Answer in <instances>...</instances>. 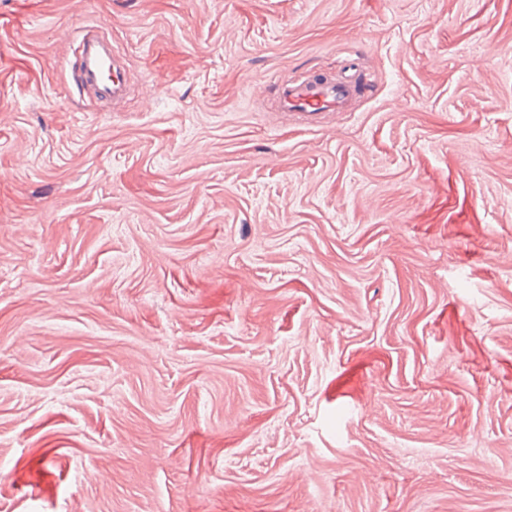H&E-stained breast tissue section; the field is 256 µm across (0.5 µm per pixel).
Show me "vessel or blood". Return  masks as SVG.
Masks as SVG:
<instances>
[{
    "label": "vessel or blood",
    "instance_id": "vessel-or-blood-1",
    "mask_svg": "<svg viewBox=\"0 0 512 512\" xmlns=\"http://www.w3.org/2000/svg\"><path fill=\"white\" fill-rule=\"evenodd\" d=\"M79 69L76 79L88 94L103 103H120L129 93L127 71L118 65L111 44L97 30H83L77 39ZM364 92L358 76L348 74L307 81L290 79L281 83L276 108L315 124L328 112L350 106Z\"/></svg>",
    "mask_w": 512,
    "mask_h": 512
}]
</instances>
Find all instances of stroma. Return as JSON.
Returning a JSON list of instances; mask_svg holds the SVG:
<instances>
[{"instance_id":"1","label":"stroma","mask_w":512,"mask_h":512,"mask_svg":"<svg viewBox=\"0 0 512 512\" xmlns=\"http://www.w3.org/2000/svg\"><path fill=\"white\" fill-rule=\"evenodd\" d=\"M510 255L512 0H0V512H512ZM76 51L79 58L76 79L83 90L103 103L122 102L129 93L130 82L106 38L95 29L83 30ZM364 93L359 76L348 74L313 81L288 79L278 91L276 109L297 116L303 124L320 123L326 112H336L350 106Z\"/></svg>"}]
</instances>
